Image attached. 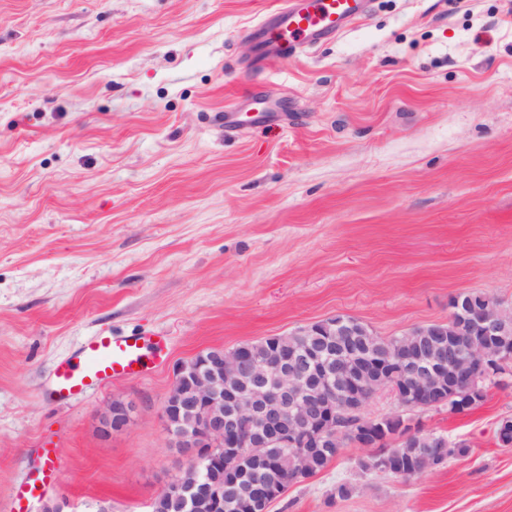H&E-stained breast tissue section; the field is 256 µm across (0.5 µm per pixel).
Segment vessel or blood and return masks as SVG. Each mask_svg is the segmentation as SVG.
Instances as JSON below:
<instances>
[{
    "label": "vessel or blood",
    "instance_id": "1",
    "mask_svg": "<svg viewBox=\"0 0 512 512\" xmlns=\"http://www.w3.org/2000/svg\"><path fill=\"white\" fill-rule=\"evenodd\" d=\"M369 0H281L265 16L268 36L258 38L256 63L274 67L288 47H311L343 33L365 16ZM163 339L147 336H93L57 363L53 391L75 399L117 378L151 373L159 364Z\"/></svg>",
    "mask_w": 512,
    "mask_h": 512
}]
</instances>
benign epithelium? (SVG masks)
Segmentation results:
<instances>
[{
  "instance_id": "7a95c632",
  "label": "benign epithelium",
  "mask_w": 512,
  "mask_h": 512,
  "mask_svg": "<svg viewBox=\"0 0 512 512\" xmlns=\"http://www.w3.org/2000/svg\"><path fill=\"white\" fill-rule=\"evenodd\" d=\"M448 308V320L401 333L377 358L358 357L345 347L332 362L282 343L262 356L240 347L211 356L201 352V362L179 364L163 408L170 440L198 468L205 461L199 449L223 448L224 464L238 472L247 490L222 501L209 478H190L184 466L166 488L177 493L184 512H241L251 498L249 476L260 468L265 449L341 448L347 442L367 447V435L381 420L361 411L380 391L392 390L407 410L427 411L512 371V347L502 341L512 335V323L498 299L455 295ZM299 335L354 341L366 332L338 315L301 327ZM127 419L128 404L121 399L99 413L104 432L115 423L125 427ZM398 441L428 458L452 447L444 436L419 439L414 427Z\"/></svg>"
}]
</instances>
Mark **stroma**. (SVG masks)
Wrapping results in <instances>:
<instances>
[{"label": "stroma", "instance_id": "1", "mask_svg": "<svg viewBox=\"0 0 512 512\" xmlns=\"http://www.w3.org/2000/svg\"><path fill=\"white\" fill-rule=\"evenodd\" d=\"M272 3L0 0V512H152L200 352L336 315L394 336L467 291L512 308V0H372L262 69ZM101 333L168 357L59 400L55 365ZM114 398L131 419L105 434ZM410 417L469 453L405 480L348 444L269 512H512V385Z\"/></svg>", "mask_w": 512, "mask_h": 512}]
</instances>
